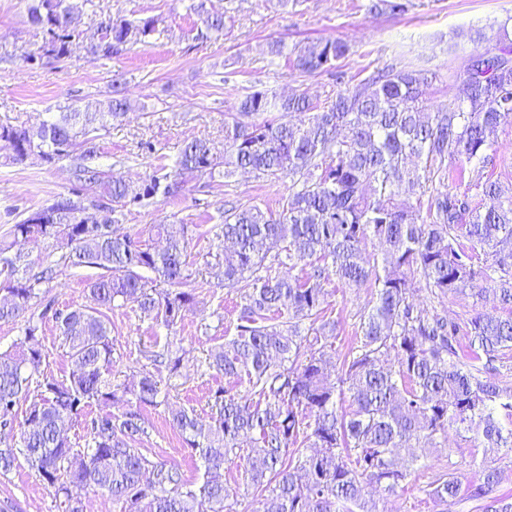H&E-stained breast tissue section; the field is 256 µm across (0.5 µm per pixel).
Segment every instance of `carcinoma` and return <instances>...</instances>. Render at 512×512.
Returning <instances> with one entry per match:
<instances>
[{
    "label": "carcinoma",
    "instance_id": "carcinoma-1",
    "mask_svg": "<svg viewBox=\"0 0 512 512\" xmlns=\"http://www.w3.org/2000/svg\"><path fill=\"white\" fill-rule=\"evenodd\" d=\"M375 15L404 11L402 0H367ZM29 21L45 35L40 51L56 58L75 38L65 0H27ZM231 16L207 13L201 40L224 36ZM159 20L116 19L90 51L110 59L157 31ZM496 52L480 54L456 75L457 105L430 111L436 75L386 66L336 94L323 106L304 94L270 97L261 90L237 103L224 124V154L194 139L180 151L175 172L137 185L97 164L100 131L131 111L121 77L111 97L69 105L37 126L0 125V151L9 164L37 158L73 161L68 196L31 210L0 239V321L32 308L51 269L31 272L17 245L44 242L64 265L98 270L88 285L94 305L56 310L71 371L44 377L20 429L22 452L67 512H82L80 491L93 488L120 512H235L222 471L241 458L243 474L264 492L253 512H378L368 487L394 494L413 463L395 449L436 448L450 425L472 440L512 453V391L488 379L512 349V316L478 311L460 327L414 301L426 288L436 297L490 296L512 308V195L489 178L450 192L448 161L483 165L499 128L512 119V38L500 28ZM349 48L326 39L297 50L302 73H336ZM276 112L268 119L265 114ZM237 173L276 181L289 193L274 212L258 205L224 208V287L241 291L236 334L208 351L209 367L247 384L212 396L211 413L168 410L173 427L206 463L203 481L185 484L180 468L150 460L134 443L145 434L141 408L157 404L161 378L151 371L112 384L113 341L103 310L117 300L172 327L195 304L183 288L191 273L184 224H152L154 246L119 227L125 213L177 197L187 178ZM374 238L377 258L365 252ZM288 272L272 274L274 266ZM299 269L296 275L290 274ZM156 274L164 287L145 279ZM374 288L359 312L358 345L342 356L326 351L336 321L325 314L328 285ZM41 327L30 320L25 345L0 354V435L14 430L17 407L32 376L46 365ZM467 353L458 352V336ZM153 362L170 374L181 357L166 349ZM349 403L343 410L337 401ZM115 411L91 421V446L76 452L68 430L91 402ZM310 446L295 447L300 435ZM251 448L241 455V444ZM497 469H482L468 498L481 512H512V498L491 496ZM429 495L444 505L462 497L453 470Z\"/></svg>",
    "mask_w": 512,
    "mask_h": 512
}]
</instances>
